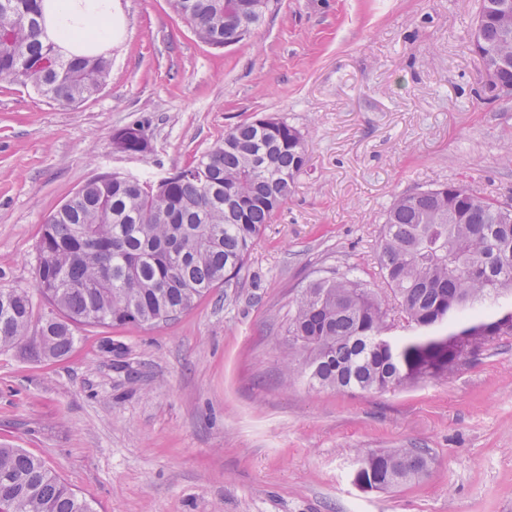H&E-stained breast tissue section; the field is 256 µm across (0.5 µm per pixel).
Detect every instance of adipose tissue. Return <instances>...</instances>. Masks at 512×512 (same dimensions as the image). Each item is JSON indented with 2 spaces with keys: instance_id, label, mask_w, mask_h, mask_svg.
I'll use <instances>...</instances> for the list:
<instances>
[{
  "instance_id": "ef3b65f1",
  "label": "adipose tissue",
  "mask_w": 512,
  "mask_h": 512,
  "mask_svg": "<svg viewBox=\"0 0 512 512\" xmlns=\"http://www.w3.org/2000/svg\"><path fill=\"white\" fill-rule=\"evenodd\" d=\"M49 35L69 53L94 54L112 45V0H43Z\"/></svg>"
}]
</instances>
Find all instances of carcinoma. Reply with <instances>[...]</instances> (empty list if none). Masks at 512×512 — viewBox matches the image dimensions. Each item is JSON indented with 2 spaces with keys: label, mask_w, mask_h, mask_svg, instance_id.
Instances as JSON below:
<instances>
[{
  "label": "carcinoma",
  "mask_w": 512,
  "mask_h": 512,
  "mask_svg": "<svg viewBox=\"0 0 512 512\" xmlns=\"http://www.w3.org/2000/svg\"><path fill=\"white\" fill-rule=\"evenodd\" d=\"M211 46L224 37V0H172ZM490 19L482 46L502 60L496 80L512 89V0H481ZM104 53L67 57L48 35L42 0H0V81L31 85L63 105L105 85ZM124 147L146 154L133 128ZM306 163L301 132L281 121L269 132L245 121L179 171L159 180L120 173L84 183L43 224L33 295L0 289V352L25 347L58 359L75 346L74 329L142 327L172 320L213 289L238 278L262 229L288 200ZM379 263L390 298L347 274L317 279L292 302L288 382L338 392H385L448 376L495 340L468 336L464 317L512 295V213L462 183L396 199L385 215ZM396 310L416 336L376 343ZM448 325V335L432 330ZM422 448H386L358 459L355 484L391 490L427 470ZM9 512H91L85 500L21 448L0 445V504Z\"/></svg>",
  "instance_id": "carcinoma-1"
}]
</instances>
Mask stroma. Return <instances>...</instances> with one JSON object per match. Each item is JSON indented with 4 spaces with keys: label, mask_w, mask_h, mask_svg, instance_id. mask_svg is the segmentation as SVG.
Instances as JSON below:
<instances>
[{
    "label": "stroma",
    "mask_w": 512,
    "mask_h": 512,
    "mask_svg": "<svg viewBox=\"0 0 512 512\" xmlns=\"http://www.w3.org/2000/svg\"><path fill=\"white\" fill-rule=\"evenodd\" d=\"M480 3L272 0L250 36L215 48L170 0H115L98 95L61 105L0 83V289L33 290L47 216L98 174L164 176L265 116L307 150L237 285L155 326L78 327L60 360L0 353V443L93 512H512V336L381 393L292 384L285 369L301 288L352 270L383 290L397 197L458 182L512 197V98L483 90ZM135 122L150 152H115ZM379 448L426 449L429 468L363 491L352 469Z\"/></svg>",
    "instance_id": "stroma-1"
}]
</instances>
